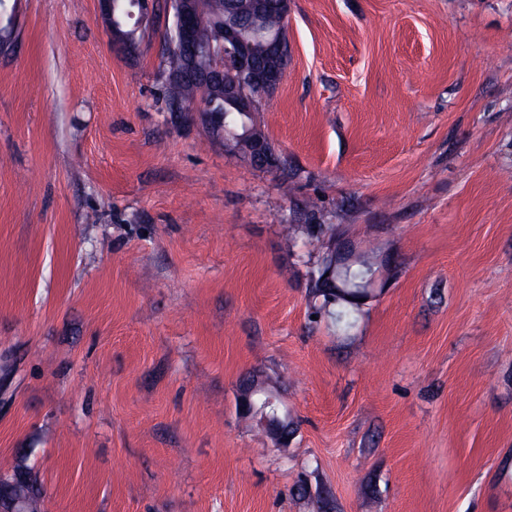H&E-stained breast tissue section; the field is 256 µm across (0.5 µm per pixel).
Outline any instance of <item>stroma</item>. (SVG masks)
<instances>
[{"instance_id": "35a3bbf8", "label": "stroma", "mask_w": 512, "mask_h": 512, "mask_svg": "<svg viewBox=\"0 0 512 512\" xmlns=\"http://www.w3.org/2000/svg\"><path fill=\"white\" fill-rule=\"evenodd\" d=\"M11 3L0 468L44 512H512V0H291L268 170L166 111L171 9L127 53ZM312 224L376 258L346 332ZM258 379L241 383L238 406L246 415L253 416L267 431L281 442H288L287 428L280 419L279 408L273 397H269L262 406L258 402L260 387ZM20 473L25 474L26 482L20 484L17 478ZM10 487L14 490V497L20 493L28 499V512H39L38 503L41 502V493L38 487V478L32 468L17 464L11 470L0 471V489ZM13 497V498H14ZM13 498H3L0 496V506L4 510H10L12 508Z\"/></svg>"}]
</instances>
